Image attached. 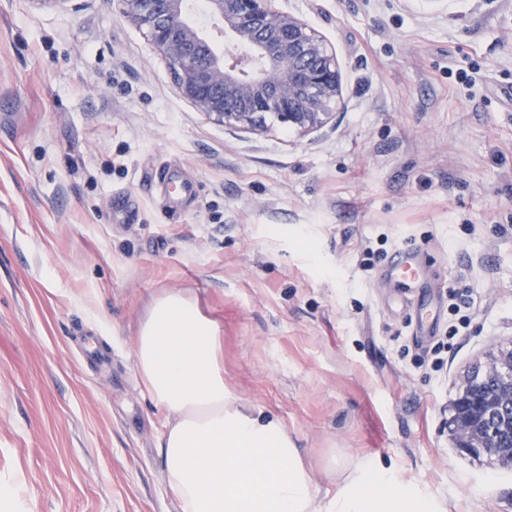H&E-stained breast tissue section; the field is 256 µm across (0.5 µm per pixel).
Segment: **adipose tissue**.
I'll return each instance as SVG.
<instances>
[{
  "mask_svg": "<svg viewBox=\"0 0 512 512\" xmlns=\"http://www.w3.org/2000/svg\"><path fill=\"white\" fill-rule=\"evenodd\" d=\"M137 367L168 413L161 446L179 512H316L300 454L281 420L253 411L224 384L219 327L178 292L156 299L141 327ZM328 512H441L373 461L347 468Z\"/></svg>",
  "mask_w": 512,
  "mask_h": 512,
  "instance_id": "obj_1",
  "label": "adipose tissue"
}]
</instances>
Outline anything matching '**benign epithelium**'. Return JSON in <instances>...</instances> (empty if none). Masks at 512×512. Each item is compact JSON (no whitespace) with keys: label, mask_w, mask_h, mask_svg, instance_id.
Wrapping results in <instances>:
<instances>
[{"label":"benign epithelium","mask_w":512,"mask_h":512,"mask_svg":"<svg viewBox=\"0 0 512 512\" xmlns=\"http://www.w3.org/2000/svg\"><path fill=\"white\" fill-rule=\"evenodd\" d=\"M275 2L204 0L202 22L195 0H113L206 119L253 134L279 123L304 137L344 108L341 65L323 35ZM450 427L459 450L512 468V354L467 378Z\"/></svg>","instance_id":"benign-epithelium-1"}]
</instances>
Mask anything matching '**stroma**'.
I'll use <instances>...</instances> for the list:
<instances>
[{
	"instance_id": "obj_1",
	"label": "stroma",
	"mask_w": 512,
	"mask_h": 512,
	"mask_svg": "<svg viewBox=\"0 0 512 512\" xmlns=\"http://www.w3.org/2000/svg\"><path fill=\"white\" fill-rule=\"evenodd\" d=\"M332 43L346 107L306 138L205 119L112 0H0V480L26 512H178L167 413L137 369L152 301L217 321L224 382L276 415L328 512L382 461L444 512H512V469L460 452L452 403L512 353V0H279ZM198 192L171 210L159 177ZM422 246L442 306L356 244ZM468 306L442 367L432 350Z\"/></svg>"
}]
</instances>
